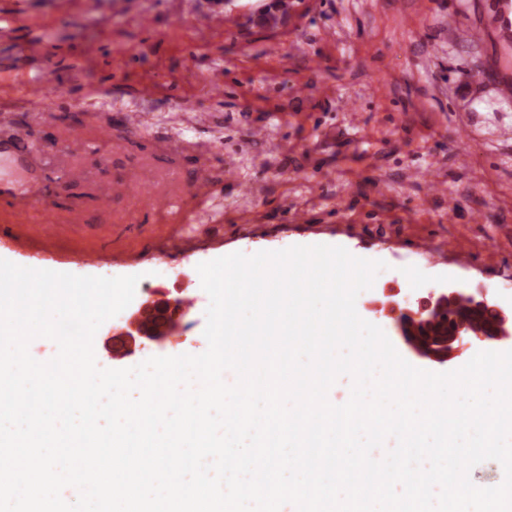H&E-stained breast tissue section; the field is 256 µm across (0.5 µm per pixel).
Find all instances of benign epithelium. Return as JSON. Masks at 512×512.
<instances>
[{
	"label": "benign epithelium",
	"mask_w": 512,
	"mask_h": 512,
	"mask_svg": "<svg viewBox=\"0 0 512 512\" xmlns=\"http://www.w3.org/2000/svg\"><path fill=\"white\" fill-rule=\"evenodd\" d=\"M464 293L470 297L471 305L477 312L489 317L491 325L487 326V331L479 334L475 340L459 335L448 337V344L452 345V348L448 349V354L444 356V359L450 361L462 349L470 346L483 348L512 347V309H505L498 305L484 289H479L475 293H468L466 290L455 286L443 288L438 294L431 293L428 297L419 301V312L426 313L445 299L453 300ZM183 317L184 313L181 309L180 300L177 298L147 301L139 305L131 315L125 335L131 337L138 335L161 344L176 330L177 322ZM403 340L418 357L432 362L439 361V355L424 343V337L416 334L405 336Z\"/></svg>",
	"instance_id": "1"
}]
</instances>
